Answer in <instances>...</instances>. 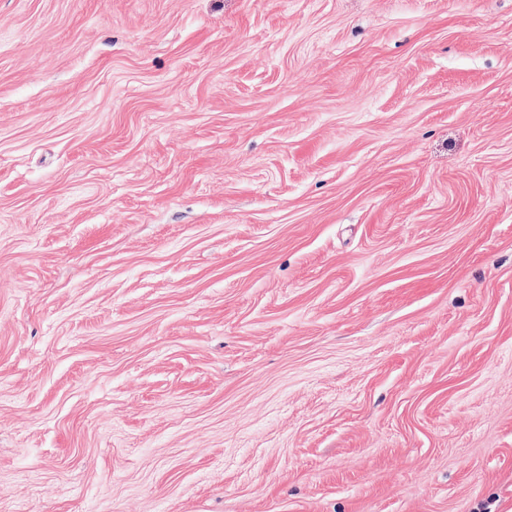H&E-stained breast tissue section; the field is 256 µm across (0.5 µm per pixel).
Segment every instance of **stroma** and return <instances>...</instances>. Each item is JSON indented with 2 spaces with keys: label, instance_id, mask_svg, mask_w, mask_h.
<instances>
[{
  "label": "stroma",
  "instance_id": "35a3bbf8",
  "mask_svg": "<svg viewBox=\"0 0 512 512\" xmlns=\"http://www.w3.org/2000/svg\"><path fill=\"white\" fill-rule=\"evenodd\" d=\"M512 512V0H0V512Z\"/></svg>",
  "mask_w": 512,
  "mask_h": 512
}]
</instances>
